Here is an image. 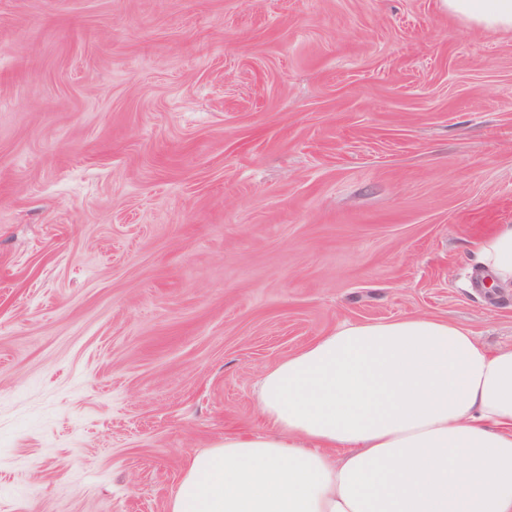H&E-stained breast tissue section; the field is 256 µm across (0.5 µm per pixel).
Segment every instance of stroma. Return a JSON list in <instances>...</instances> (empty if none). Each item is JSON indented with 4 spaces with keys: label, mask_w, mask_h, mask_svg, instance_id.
Listing matches in <instances>:
<instances>
[{
    "label": "stroma",
    "mask_w": 512,
    "mask_h": 512,
    "mask_svg": "<svg viewBox=\"0 0 512 512\" xmlns=\"http://www.w3.org/2000/svg\"><path fill=\"white\" fill-rule=\"evenodd\" d=\"M512 32L443 0H0V512H166L345 321L512 344ZM475 262L489 279L502 286L512 285V224H499L475 248Z\"/></svg>",
    "instance_id": "35a3bbf8"
}]
</instances>
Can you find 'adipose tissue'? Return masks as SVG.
Instances as JSON below:
<instances>
[{"instance_id":"obj_1","label":"adipose tissue","mask_w":512,"mask_h":512,"mask_svg":"<svg viewBox=\"0 0 512 512\" xmlns=\"http://www.w3.org/2000/svg\"><path fill=\"white\" fill-rule=\"evenodd\" d=\"M512 31V0H444ZM512 285V224L475 248ZM258 434L192 455L167 512H512V346L426 316L349 322L266 369Z\"/></svg>"}]
</instances>
